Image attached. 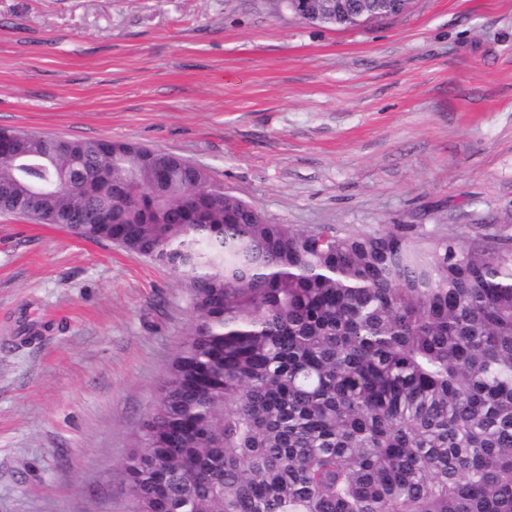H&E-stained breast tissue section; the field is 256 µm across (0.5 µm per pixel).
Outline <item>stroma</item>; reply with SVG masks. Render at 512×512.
I'll use <instances>...</instances> for the list:
<instances>
[{"mask_svg":"<svg viewBox=\"0 0 512 512\" xmlns=\"http://www.w3.org/2000/svg\"><path fill=\"white\" fill-rule=\"evenodd\" d=\"M0 127L181 155L304 231L512 246V0L347 29L264 0H0ZM190 321L169 269L0 214V512H127Z\"/></svg>","mask_w":512,"mask_h":512,"instance_id":"1","label":"stroma"}]
</instances>
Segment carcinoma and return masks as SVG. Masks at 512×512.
<instances>
[{
    "instance_id": "cac0c4a2",
    "label": "carcinoma",
    "mask_w": 512,
    "mask_h": 512,
    "mask_svg": "<svg viewBox=\"0 0 512 512\" xmlns=\"http://www.w3.org/2000/svg\"><path fill=\"white\" fill-rule=\"evenodd\" d=\"M30 134L0 185L172 271L191 326L123 463L128 512H512V247L258 218L209 170Z\"/></svg>"
}]
</instances>
